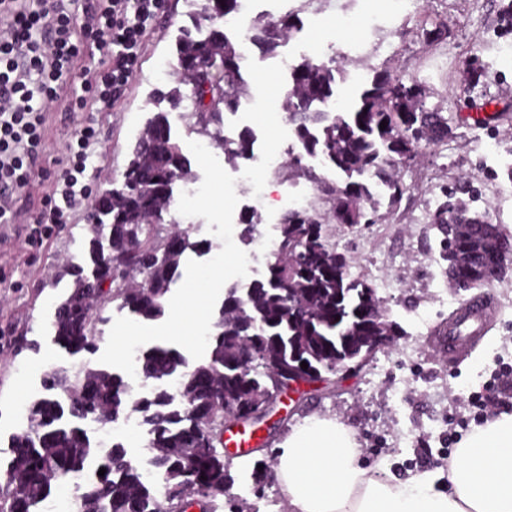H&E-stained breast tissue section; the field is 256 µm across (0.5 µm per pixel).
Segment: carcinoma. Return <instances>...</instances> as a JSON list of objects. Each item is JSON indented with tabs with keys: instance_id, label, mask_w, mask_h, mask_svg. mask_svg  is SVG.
<instances>
[{
	"instance_id": "obj_1",
	"label": "carcinoma",
	"mask_w": 512,
	"mask_h": 512,
	"mask_svg": "<svg viewBox=\"0 0 512 512\" xmlns=\"http://www.w3.org/2000/svg\"><path fill=\"white\" fill-rule=\"evenodd\" d=\"M239 0H201L190 13L192 26L180 29L177 60L192 91L176 87L160 98L175 105L189 101L190 130L208 137L231 158L250 155L256 137L241 129L224 138V112L240 106L243 88L242 55L224 33L220 20L234 13ZM211 21L200 28V17ZM301 29L293 10L253 24L249 39L264 56H272L286 37ZM348 72L335 59L318 63L302 60L289 71L288 124L302 152L289 154L288 170H300L317 191L336 224H375L377 203L371 184L388 192L394 207L410 192L396 170L411 167L423 145L437 147L448 140L451 127L441 109L426 104L425 86L387 67L357 83L352 106L324 112L320 106L337 97L338 83ZM385 129H380L381 122ZM318 158L336 171L331 182L304 157ZM191 175V162L172 137L169 113L149 117L133 144L120 186L95 221H87L92 237L83 262L72 265V288L54 306L53 342L71 354L98 350L106 322L100 310L108 302L146 320L165 315L166 295L179 276L184 252L206 254L210 245L184 233L183 248L165 253V239L173 233L164 220L174 203L175 184ZM455 211L444 204L433 223L446 226L442 252L452 247L472 256L457 269L459 279L490 283L489 272L512 254V237L499 239L453 229ZM112 232V257L117 269L106 292L92 277L107 254L100 229ZM381 306L373 288L347 271L343 254L330 244L325 227L306 210L290 209L278 224V240L263 280L251 282L245 294L227 288L219 318L209 336V358L197 365L174 348L152 346L141 351L140 376L161 381L176 378L174 395L156 390L134 400L128 397L118 373L82 366L74 372L56 369L44 374L47 395L31 401L26 428L11 435L5 485L0 489V512H38L39 502L52 491L53 481L77 472L101 456L106 472L86 488L77 512H218L224 499L232 462L224 457V427L242 421L259 425L263 404L277 398L292 382L312 374H332L336 366L357 369L358 354L374 336L396 337L404 330L395 321L376 319ZM308 368H301V362ZM138 413L149 426L150 466L162 480L148 487L127 457L123 444L101 450L90 440L82 422H101ZM276 450L255 461V494L263 495Z\"/></svg>"
}]
</instances>
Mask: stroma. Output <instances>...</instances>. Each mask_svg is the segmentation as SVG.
Masks as SVG:
<instances>
[{"label":"stroma","instance_id":"35a3bbf8","mask_svg":"<svg viewBox=\"0 0 512 512\" xmlns=\"http://www.w3.org/2000/svg\"><path fill=\"white\" fill-rule=\"evenodd\" d=\"M502 0H423L419 12L409 13L394 23L384 20L390 0H261L256 16L280 15L294 9L307 23L306 38L341 48L359 41L363 51L355 66L369 72L387 66L422 82L428 90V106L439 107L450 119L453 134L436 148H425L414 169L401 172L411 184L408 197L393 210H386L375 224H331L330 243L346 257L352 276L374 288L389 319L401 324L406 334L395 346L376 353L362 368L335 375L332 385L301 390L297 399L278 403L280 418L272 439L280 445L290 430L305 416H335L354 428L359 436L364 465L384 462L390 475L406 478L419 473L415 449L427 440L433 456L443 451L442 437L448 432L449 413L461 410L468 396L481 390L497 361L512 364V257L492 283L468 290L448 284L447 263L442 257V236L431 217L446 203L447 190L458 187L468 175L469 194L463 200L470 211L488 214L512 235V180L503 173L512 163V119L494 127L474 124L460 114L463 100L487 103L489 109L512 105V65L496 64L499 47L512 45L507 22L499 17ZM372 18L369 31L354 26L340 29L336 19L345 10ZM185 0H164L163 23L153 29L129 87L114 109L106 112L87 106L63 118H47L42 145L43 165L56 170L65 156L75 128L93 125L100 145L101 178L94 192L121 181L128 154L143 129L156 91L169 90L170 82L156 74L160 63L176 64L179 27L189 24ZM444 25L446 41H434L435 25ZM480 61V82L470 77L471 64ZM263 75L267 90L257 95L247 88L240 109L257 134L254 152L266 145L283 146L286 137L284 97L288 75L278 58L254 55L242 65V76L254 81ZM254 180L264 193L265 208L254 215L258 233H276L283 210L278 200L288 189L287 176L274 177L256 170ZM39 195H20L17 245L0 249V441L14 432L13 411L27 394H38L42 375L57 368L98 365L97 356L72 355L52 341L51 306L69 293L72 279L62 276L67 261H82L89 235L85 210L72 214L66 224L53 226L43 244L30 245L29 226L39 205ZM482 296L494 303L497 319L486 339L475 340L462 362L441 355L436 331L446 325L463 300ZM26 368L21 379L18 368ZM253 457L233 459L232 495L248 477ZM244 495V494H241ZM247 507L264 503L267 512H289L275 482H268L263 497L244 495Z\"/></svg>","mask_w":512,"mask_h":512}]
</instances>
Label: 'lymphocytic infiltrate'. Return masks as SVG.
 <instances>
[{
  "label": "lymphocytic infiltrate",
  "instance_id": "f902f5d3",
  "mask_svg": "<svg viewBox=\"0 0 512 512\" xmlns=\"http://www.w3.org/2000/svg\"><path fill=\"white\" fill-rule=\"evenodd\" d=\"M160 0H87L81 13L65 0H9L0 9V184L28 187L38 170L46 116L60 102L68 79L81 71L84 91L99 109H111L137 67L146 35L152 30ZM92 38L99 53L93 69H78L81 37ZM98 137L94 127L77 128L51 191L43 198L29 238L40 242L52 225L67 223L74 207L92 195L88 171ZM512 365L500 363L482 391L468 400L469 413L449 417L445 445H455L462 430L484 425L503 403L505 377Z\"/></svg>",
  "mask_w": 512,
  "mask_h": 512
}]
</instances>
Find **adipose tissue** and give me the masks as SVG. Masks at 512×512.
Segmentation results:
<instances>
[{
    "instance_id": "1",
    "label": "adipose tissue",
    "mask_w": 512,
    "mask_h": 512,
    "mask_svg": "<svg viewBox=\"0 0 512 512\" xmlns=\"http://www.w3.org/2000/svg\"><path fill=\"white\" fill-rule=\"evenodd\" d=\"M273 478L290 512H512V412L462 439L444 491L428 473L400 479L363 466L357 432L319 415L288 433Z\"/></svg>"
}]
</instances>
